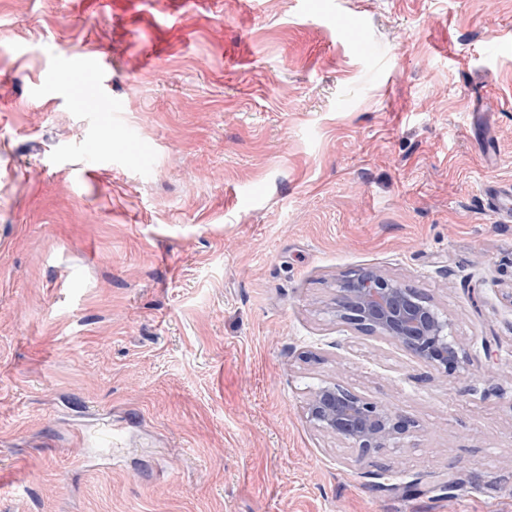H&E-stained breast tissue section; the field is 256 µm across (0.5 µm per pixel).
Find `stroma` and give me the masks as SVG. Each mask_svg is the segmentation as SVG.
Returning <instances> with one entry per match:
<instances>
[{
	"label": "stroma",
	"mask_w": 512,
	"mask_h": 512,
	"mask_svg": "<svg viewBox=\"0 0 512 512\" xmlns=\"http://www.w3.org/2000/svg\"><path fill=\"white\" fill-rule=\"evenodd\" d=\"M174 2L0 0V512H512V0ZM370 267L472 381L336 323ZM107 61L95 55H81L73 59L67 66L69 71L84 77L85 83L81 85V92L98 84L107 71ZM305 417L314 428L335 436L360 458L396 449L398 440L413 427L393 407L371 401L336 379L325 380L310 392Z\"/></svg>",
	"instance_id": "35a3bbf8"
}]
</instances>
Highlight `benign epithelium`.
Masks as SVG:
<instances>
[{
	"instance_id": "benign-epithelium-1",
	"label": "benign epithelium",
	"mask_w": 512,
	"mask_h": 512,
	"mask_svg": "<svg viewBox=\"0 0 512 512\" xmlns=\"http://www.w3.org/2000/svg\"><path fill=\"white\" fill-rule=\"evenodd\" d=\"M336 322L386 339L426 366L454 379L470 377V360L454 336L448 314L434 301L377 268L340 282ZM307 421L363 458L396 447L412 427L394 408L371 401L335 379L310 392Z\"/></svg>"
}]
</instances>
